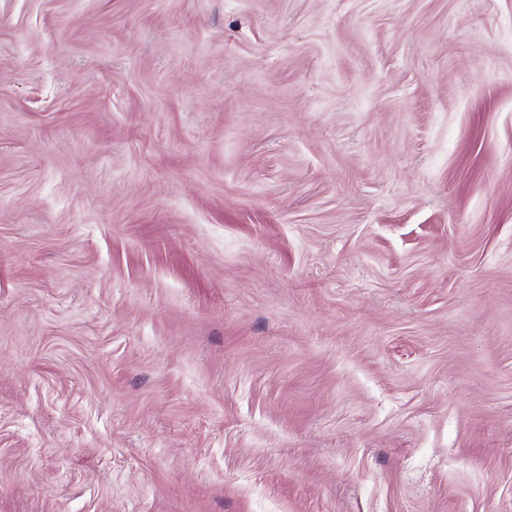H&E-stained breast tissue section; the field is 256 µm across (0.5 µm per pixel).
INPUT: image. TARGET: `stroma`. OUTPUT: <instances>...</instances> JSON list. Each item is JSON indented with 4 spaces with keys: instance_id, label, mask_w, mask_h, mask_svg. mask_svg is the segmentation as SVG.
I'll return each mask as SVG.
<instances>
[{
    "instance_id": "stroma-1",
    "label": "stroma",
    "mask_w": 512,
    "mask_h": 512,
    "mask_svg": "<svg viewBox=\"0 0 512 512\" xmlns=\"http://www.w3.org/2000/svg\"><path fill=\"white\" fill-rule=\"evenodd\" d=\"M0 512H512V0H0Z\"/></svg>"
}]
</instances>
